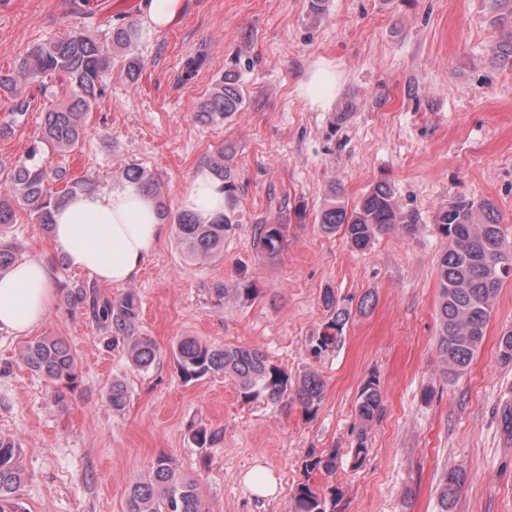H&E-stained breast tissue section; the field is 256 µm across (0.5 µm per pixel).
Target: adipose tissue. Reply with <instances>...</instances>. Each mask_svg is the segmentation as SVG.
<instances>
[{
  "label": "adipose tissue",
  "mask_w": 512,
  "mask_h": 512,
  "mask_svg": "<svg viewBox=\"0 0 512 512\" xmlns=\"http://www.w3.org/2000/svg\"><path fill=\"white\" fill-rule=\"evenodd\" d=\"M339 88L335 64H315L300 93L314 109L333 104ZM183 209L204 218L224 211V188L199 169L181 200ZM163 233L155 200L132 183L120 182L93 194L78 193L56 211L53 239L69 265L105 284L134 281ZM55 299L50 270L30 255L0 274V329L25 336L40 326Z\"/></svg>",
  "instance_id": "ef3b65f1"
}]
</instances>
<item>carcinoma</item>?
Wrapping results in <instances>:
<instances>
[{"instance_id": "obj_1", "label": "carcinoma", "mask_w": 512, "mask_h": 512, "mask_svg": "<svg viewBox=\"0 0 512 512\" xmlns=\"http://www.w3.org/2000/svg\"><path fill=\"white\" fill-rule=\"evenodd\" d=\"M137 35L134 22L119 23L112 27V45L127 48ZM493 62L512 68L511 33L497 42ZM205 63L202 53L188 56L182 69V82H194ZM142 69V60L136 56L125 57L121 65V73L131 81L139 79ZM111 72L112 56L85 33L74 32L35 45L20 63L19 73L32 81L46 74L63 75L68 79L70 90L66 103L45 113L40 142L59 152L73 151L83 135L87 113L106 95V79ZM17 74L0 72V89H13ZM244 104L243 90L236 79L227 76L198 103L194 116L203 125L221 124L242 111ZM212 171L224 183L225 207L224 213L208 220L186 210H169L158 180L144 168L127 164L119 168L118 173L122 179L139 185L154 197L163 220L175 228L178 247L193 261L223 254L224 239L239 224L234 209L237 187L231 166L216 163ZM0 176L8 186V193L0 197V273L16 261V246L3 237L4 229L16 223V211H28L36 223L50 230L54 210L69 196L99 190L95 181L71 182L66 179L65 169H48L36 146L12 166L1 168ZM61 181L64 182L62 189L53 188V184ZM318 224L322 232L339 233L358 249L367 248L379 235L395 229L411 235L419 228L418 216L400 207L391 185L385 181L372 185L351 208L342 200L340 191L330 189ZM433 229L445 242L437 262V349L444 374L454 380L465 373L483 342L498 288L504 279L512 277V246L505 241L498 210L489 200L452 198L448 205L437 210ZM253 243L258 252L270 259L282 255L288 243V219L276 224L255 225ZM214 293L219 300L230 299L242 306L264 298L245 266L236 269L232 287L218 283ZM321 302L328 312V321L311 337L310 351L317 357L336 348L352 311L367 310L371 295H363L354 306L352 300L341 301L327 289ZM66 305L70 312L88 311L106 334L126 339L127 356L134 366L147 369L156 360L155 344L148 338L134 336L141 315V304L135 293L126 292L112 299L89 287L78 286L67 289ZM173 355L184 381L222 373L234 381L239 393L248 401L276 406L292 397L308 412L324 394L325 384L318 374L308 372L294 380L262 351L247 346L206 344L184 337L173 346ZM20 360L55 384L68 385L76 378V357L60 338L43 337L28 343L20 353ZM106 400L112 410L123 411L128 401L127 386L121 381H112ZM355 411L359 428L349 454L353 465L358 466L369 453L368 427L383 411V394L377 378H370L362 386ZM223 439L221 429L198 425L190 430V440L196 448H212ZM20 453L21 446L15 439L0 435V512L11 505L13 494L22 484ZM337 459L338 451L334 448L312 454L305 462V471L310 474L317 470L330 475L336 469ZM466 482L467 474L461 469L443 474L438 487L441 512H448ZM328 493L334 496L336 489L332 487ZM326 494L308 484L299 485L293 497V512H334L336 501L326 498ZM127 505L128 512H203V495L196 480L183 475L170 458L161 455L144 478L130 485Z\"/></svg>"}]
</instances>
